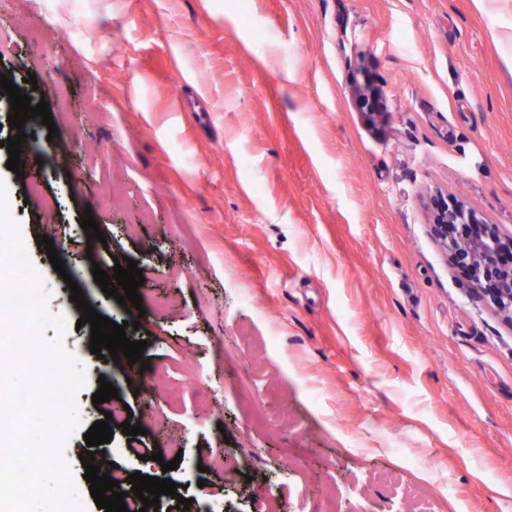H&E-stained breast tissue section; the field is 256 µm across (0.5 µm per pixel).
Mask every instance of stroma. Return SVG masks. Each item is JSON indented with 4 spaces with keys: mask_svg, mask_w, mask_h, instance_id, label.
<instances>
[{
    "mask_svg": "<svg viewBox=\"0 0 512 512\" xmlns=\"http://www.w3.org/2000/svg\"><path fill=\"white\" fill-rule=\"evenodd\" d=\"M505 31L512 0H0V73L52 107L20 177L0 95V179L88 373L62 447L82 497L103 376L145 432L95 460L182 485L188 512H402L408 488L427 512H512V325L431 229L458 203L512 240ZM43 234L148 369L91 353ZM123 256L140 318L91 273Z\"/></svg>",
    "mask_w": 512,
    "mask_h": 512,
    "instance_id": "35a3bbf8",
    "label": "stroma"
}]
</instances>
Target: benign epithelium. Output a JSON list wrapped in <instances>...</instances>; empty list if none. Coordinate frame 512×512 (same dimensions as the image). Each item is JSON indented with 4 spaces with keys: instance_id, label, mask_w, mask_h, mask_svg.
<instances>
[{
    "instance_id": "7a95c632",
    "label": "benign epithelium",
    "mask_w": 512,
    "mask_h": 512,
    "mask_svg": "<svg viewBox=\"0 0 512 512\" xmlns=\"http://www.w3.org/2000/svg\"><path fill=\"white\" fill-rule=\"evenodd\" d=\"M434 232L448 251L452 262L468 268L478 281L483 297L512 318V267L496 261L500 235L489 224L477 225L463 208L436 210Z\"/></svg>"
}]
</instances>
